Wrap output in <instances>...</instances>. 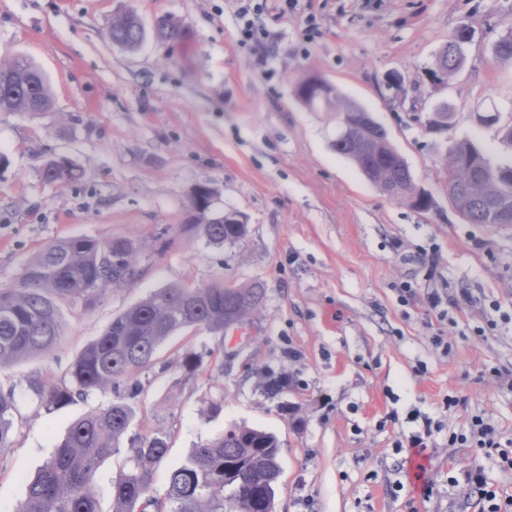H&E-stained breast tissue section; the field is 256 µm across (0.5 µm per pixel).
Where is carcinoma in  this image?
<instances>
[{"label":"carcinoma","mask_w":512,"mask_h":512,"mask_svg":"<svg viewBox=\"0 0 512 512\" xmlns=\"http://www.w3.org/2000/svg\"><path fill=\"white\" fill-rule=\"evenodd\" d=\"M461 26L439 52L436 68L428 71L441 81L459 68L464 58L465 35ZM157 37L186 41L188 33L171 18L156 25ZM108 36L123 49L138 48L143 27L131 11L118 13L108 26ZM494 61L512 62V24L494 45ZM324 86L319 96L315 84ZM300 101L309 107L325 105L336 112V152L349 158L387 196L405 200L426 211L433 201H419L409 167L378 123H356L365 109L343 101L325 80L314 77L300 83ZM52 104L47 80L29 59L17 57L0 64V111L47 112ZM355 124L345 132L344 121ZM448 199L465 208L471 224L495 223V208L512 201V160L492 163L468 140H454L446 154ZM82 177L79 167L65 158L52 159L43 169L51 184H68ZM215 191L198 185L191 191L190 223L183 233L202 237L214 247L242 241L248 225L230 223L224 211L214 207ZM136 249L123 237L100 240L91 236L55 241L31 258L8 288H0V367L20 360L56 354L63 336V311L85 310L114 288L130 287L139 279ZM265 288L255 283L236 286L224 275L185 287L159 288L128 307L69 364L65 373L30 381L39 406L50 411L86 400L94 393L108 394L104 407L96 408L70 426L51 459L27 484L25 499L16 512H102L95 485L99 467L108 456L121 454L125 464L112 478V512H224V499L238 503V512H254L252 496L261 490L267 510H274L276 462L280 453L277 436L271 432L232 425L221 434L191 449L186 460L169 475L165 496L156 495L155 469L167 455V434L130 433L144 392L142 376L164 373L158 365L160 346L185 330L224 334V326L247 322L261 308ZM288 388L284 377L265 376L263 390L274 398ZM18 402L14 390H0V453L14 447V413Z\"/></svg>","instance_id":"carcinoma-1"}]
</instances>
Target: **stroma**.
Instances as JSON below:
<instances>
[{"label": "stroma", "mask_w": 512, "mask_h": 512, "mask_svg": "<svg viewBox=\"0 0 512 512\" xmlns=\"http://www.w3.org/2000/svg\"><path fill=\"white\" fill-rule=\"evenodd\" d=\"M239 5L0 0V62L28 57L53 95L48 112H0V288L46 245L81 235L131 239L140 269L136 286L65 312L56 358L0 368V388L18 401L15 445L0 456V512H14L69 426L107 401L94 394L48 411L29 380L63 374L151 291L219 273L264 283L266 299L247 331L188 330L161 347L168 369L146 382L132 425L169 437L157 494L190 448L245 424L279 439L275 512H478L458 481L475 469L512 495V469L483 449L448 445L475 415L512 440V227L467 223L445 188L447 138L472 140L494 163L512 158L499 126L476 120L494 107L499 125L512 123V64L493 54L512 0H299L259 17L264 45L242 42ZM125 9L145 30L134 51L107 36ZM164 16L188 29L187 42L155 38ZM462 25L473 33L462 68L431 83L437 52ZM311 76L372 113L431 194L430 210L383 195L336 152L334 113L296 96ZM442 101L455 112L447 138L424 122ZM55 158L76 164L81 180L46 183L41 171ZM200 184L219 208L244 215L240 244L216 248L182 233ZM162 231L170 246L161 253ZM405 283L415 294L404 301ZM432 292L443 312L429 308ZM188 348L203 354L190 376ZM269 372L287 379L281 396L264 393ZM451 396L460 403L445 408ZM218 400L221 413L206 418ZM283 402L294 415L281 414ZM425 417L439 429L419 461L396 445ZM420 465L431 492L415 479Z\"/></svg>", "instance_id": "35a3bbf8"}]
</instances>
